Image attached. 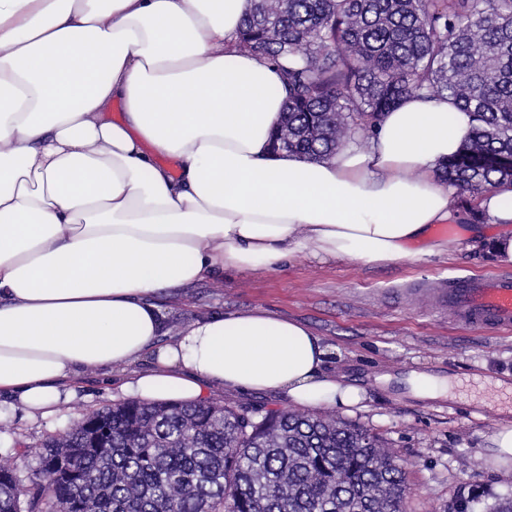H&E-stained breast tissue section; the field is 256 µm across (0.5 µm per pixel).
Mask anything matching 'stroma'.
<instances>
[{"mask_svg":"<svg viewBox=\"0 0 512 512\" xmlns=\"http://www.w3.org/2000/svg\"><path fill=\"white\" fill-rule=\"evenodd\" d=\"M512 276L487 251L427 254L413 244L410 257L386 265L356 259L318 261L287 257L264 270H225L162 296L170 333L205 315L255 309L304 323L331 351V364L355 378L365 391L362 405L338 410V417L377 433L402 459L411 487L405 512H456L474 498L473 512H487L498 499L512 498V467L487 466L490 439L500 423L512 422V401L478 389V381L512 383V330L466 328L435 312L425 294L403 297L397 287L418 280L444 282L455 276ZM423 370L448 377L451 396L434 401L386 391L383 373ZM69 407L34 420L15 416L0 437V455L18 443L40 446L93 410L122 401L118 384L89 369Z\"/></svg>","mask_w":512,"mask_h":512,"instance_id":"stroma-1","label":"stroma"}]
</instances>
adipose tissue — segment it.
Segmentation results:
<instances>
[{"instance_id": "1", "label": "adipose tissue", "mask_w": 512, "mask_h": 512, "mask_svg": "<svg viewBox=\"0 0 512 512\" xmlns=\"http://www.w3.org/2000/svg\"><path fill=\"white\" fill-rule=\"evenodd\" d=\"M252 4L0 0V397L25 417L98 367L149 400L356 406L364 389L304 324L250 311L170 336L154 296L294 253L382 264L419 240L457 248L430 232L455 217L440 165L468 113L411 96L329 161L274 152L281 73L236 46ZM480 207L501 230L473 226L471 248L512 266V187Z\"/></svg>"}]
</instances>
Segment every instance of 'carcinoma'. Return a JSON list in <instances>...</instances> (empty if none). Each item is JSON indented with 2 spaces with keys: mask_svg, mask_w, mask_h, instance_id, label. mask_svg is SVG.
Segmentation results:
<instances>
[{
  "mask_svg": "<svg viewBox=\"0 0 512 512\" xmlns=\"http://www.w3.org/2000/svg\"><path fill=\"white\" fill-rule=\"evenodd\" d=\"M237 46L288 87L286 151L329 160L408 94L446 95L471 130L441 166L456 220L512 184V0H254ZM26 485L0 458V512H403L407 475L333 415L133 399L41 448Z\"/></svg>",
  "mask_w": 512,
  "mask_h": 512,
  "instance_id": "carcinoma-1",
  "label": "carcinoma"
}]
</instances>
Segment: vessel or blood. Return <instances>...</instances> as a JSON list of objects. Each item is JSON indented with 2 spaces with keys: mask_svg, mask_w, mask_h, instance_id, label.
Segmentation results:
<instances>
[{
  "mask_svg": "<svg viewBox=\"0 0 512 512\" xmlns=\"http://www.w3.org/2000/svg\"><path fill=\"white\" fill-rule=\"evenodd\" d=\"M431 294L436 309L449 312L459 324L512 328V277L459 278Z\"/></svg>",
  "mask_w": 512,
  "mask_h": 512,
  "instance_id": "b4317fda",
  "label": "vessel or blood"
}]
</instances>
